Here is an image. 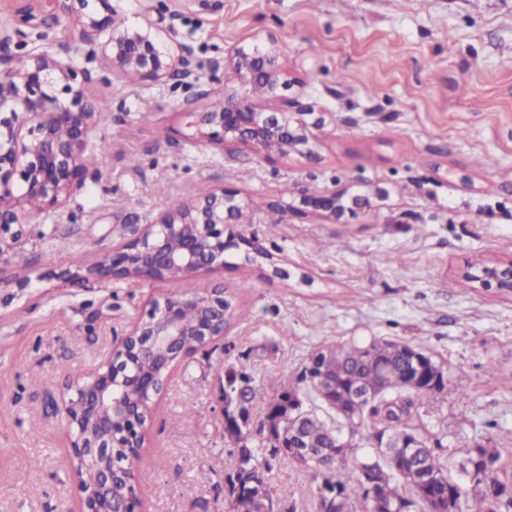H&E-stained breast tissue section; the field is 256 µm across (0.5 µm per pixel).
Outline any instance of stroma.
Masks as SVG:
<instances>
[{"mask_svg": "<svg viewBox=\"0 0 512 512\" xmlns=\"http://www.w3.org/2000/svg\"><path fill=\"white\" fill-rule=\"evenodd\" d=\"M163 17L194 77L138 81L107 70L82 41L72 0H0V55L66 45L101 116L82 186L63 207L0 226V268H29V292L0 305V512H77L65 420L69 377L94 370L155 299L220 288L234 311L223 338L175 365L135 463L144 512H232L224 493L222 390L228 371L275 394L329 345L409 344L441 365V392L412 422L447 456L478 442L512 476V297L466 275L512 258V0H112L125 23ZM274 40L325 126L313 156L267 160L198 139L197 113L233 81L209 68L233 48ZM368 196L330 218L294 210V185ZM227 186L247 209L226 234L266 254L178 280L71 285L68 255L89 261L189 198ZM279 266L285 277L271 275ZM275 512H318L303 465L270 473Z\"/></svg>", "mask_w": 512, "mask_h": 512, "instance_id": "35a3bbf8", "label": "stroma"}]
</instances>
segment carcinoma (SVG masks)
Segmentation results:
<instances>
[{
  "label": "carcinoma",
  "instance_id": "obj_1",
  "mask_svg": "<svg viewBox=\"0 0 512 512\" xmlns=\"http://www.w3.org/2000/svg\"><path fill=\"white\" fill-rule=\"evenodd\" d=\"M401 346L400 342L375 340L364 347L344 344L320 350V354L327 355L331 369L336 371V393L325 409L329 420L322 419L312 410L308 411L313 420L312 433L319 441L327 437L333 429L338 434L346 429L348 444L333 452L323 448L320 450V457L303 460L301 464L312 471L316 490L328 488L342 497L344 512H356L355 504L358 502L366 505V512H372L374 498L386 503H398L405 509L419 504L423 507V512H431L433 490L426 491L417 483L411 460L402 458L393 465L363 450L364 445L373 443L381 431L394 433L406 430V420L414 406L412 396L426 394L424 388L428 387L433 372L445 375L444 369L431 359L426 367L428 379L420 383L417 389L408 387L402 354L398 351ZM355 380L383 389L379 401L360 410L356 425L348 424L345 420L354 411L352 402L345 396V390ZM242 385L245 386L247 401V406L241 409V418L245 424L249 421L248 407L253 405L260 404L265 413L281 416L280 424L286 426L295 417V413L288 412L284 405L288 396H298L305 391L315 395L316 399H321V384L302 375L298 378V385L273 397L255 388L244 373L233 372L228 376L226 389L235 390ZM416 436L428 473L439 475L447 482L454 480L451 466L441 463L440 456L429 448L421 433H416ZM256 437L257 434L250 429L239 426L236 427V432L228 435L234 450L228 453L224 461V481L233 512H260L249 482L254 480L265 486L267 492H272L268 478V473L273 469L270 455H278L280 462L295 460L289 448H273L267 451L253 446ZM456 453L462 455L460 467L469 470L470 476V481L458 495L457 512H464V506L470 502L474 503L476 512H486L484 502L488 492L499 497L494 512H512V480L501 477L499 450H494L488 457L486 449L476 442L468 448L456 449L455 453L448 455V459H453Z\"/></svg>",
  "mask_w": 512,
  "mask_h": 512
}]
</instances>
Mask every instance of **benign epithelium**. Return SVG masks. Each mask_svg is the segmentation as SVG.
Returning a JSON list of instances; mask_svg holds the SVG:
<instances>
[{
    "label": "benign epithelium",
    "instance_id": "obj_1",
    "mask_svg": "<svg viewBox=\"0 0 512 512\" xmlns=\"http://www.w3.org/2000/svg\"><path fill=\"white\" fill-rule=\"evenodd\" d=\"M73 2L82 40L94 43L109 33L102 56L112 72L141 81L191 72L188 59L161 46L162 31L151 7L140 13L138 24L119 26L110 0ZM67 54L68 48L60 46L18 62L0 56V110L10 109V115L0 117V224H23L36 212L60 206L62 195L84 180L85 150L98 112L84 87L92 80L90 73L77 81ZM228 73L242 92L200 113L202 138L214 145L237 143L280 156L312 153L325 118L282 94L290 82L274 43L256 41L236 48ZM299 203L333 218L346 209L343 193L301 190ZM243 210L238 192L223 187L163 213L137 237L91 263L64 267L57 278L70 284L186 278L224 266V253L231 248L262 254L263 247L252 237H224V224L241 219ZM479 282L512 296V259L483 267ZM31 286L25 274L0 277V288H13L17 294ZM188 309L195 313L191 325L184 319ZM228 325L221 290L205 295L189 290L166 297L153 303L148 319L132 327L92 372L65 382L54 406L65 418L72 468L92 461L98 469L95 483L80 485V512H141L133 466L116 465L115 449H124L130 462L139 459L152 405L163 394L174 364L190 355L184 337L196 336L203 346L224 336ZM422 356L413 346L407 350L405 368L412 386L422 376ZM306 432L307 418L300 416L286 434L288 447L303 459L315 456ZM376 447L407 448L410 456H419L410 431L394 443L378 440Z\"/></svg>",
    "mask_w": 512,
    "mask_h": 512
}]
</instances>
